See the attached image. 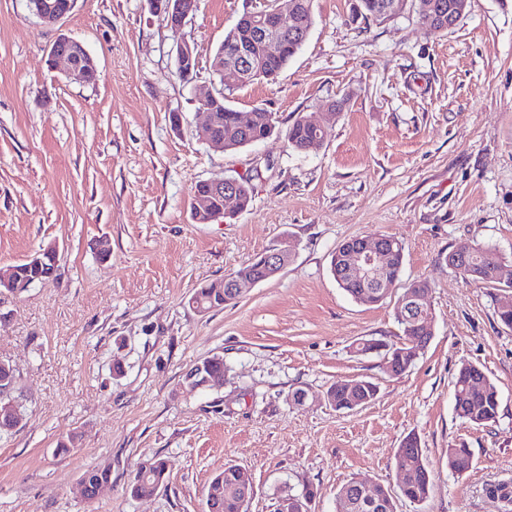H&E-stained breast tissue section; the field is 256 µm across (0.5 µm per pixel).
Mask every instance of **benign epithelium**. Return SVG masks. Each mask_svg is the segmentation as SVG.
<instances>
[{"mask_svg":"<svg viewBox=\"0 0 512 512\" xmlns=\"http://www.w3.org/2000/svg\"><path fill=\"white\" fill-rule=\"evenodd\" d=\"M32 12L46 24H56L67 16L75 7L76 0H65L60 4L56 0H29ZM155 13L167 18L169 26L174 29L182 28L188 18L195 14L197 8H187L181 0H155L152 4ZM302 0H289L288 11L277 10L272 14L249 11L237 22V26L247 25L253 28L259 35L265 54L276 53L283 50L282 31L286 28L293 30L299 23ZM177 59L182 67H193L197 61V49L195 44L189 41L180 43L177 49ZM48 64L52 68L64 65L67 74L73 79L87 83L90 78L98 75L96 65L86 48L79 41L61 34L48 52ZM215 70L221 74L225 84L235 85L240 83L243 76L260 73V65L250 43L241 42L235 56L224 62L217 60ZM214 191L224 195L227 209H232L236 195L240 188V180L236 178H212L208 180ZM286 246H278L264 254V261L268 277L279 274L288 263ZM57 247L50 244L41 249L36 255L25 260L30 268H43L46 263H51L49 278H54L57 270ZM390 258L387 248L381 240L369 243L360 240V243L347 250L345 263L337 272V279H356L369 288L378 289V295L386 297L392 293L394 282L389 278ZM21 287L20 270L14 266L0 272V294L4 292L18 293ZM218 288L226 289L229 300L239 299L244 292L253 287L251 283H243L235 277H226L224 281L216 284ZM423 296L415 289H408L407 293L399 298L398 306L403 312L419 315L432 313L431 304H422ZM184 383L193 389L203 388L216 380V376L206 374L203 368L193 367L186 370L183 375ZM15 380V368L8 361L0 358V420L6 419L17 427L23 420L22 403L13 396V383ZM356 488L360 492L358 504L368 512H393L394 506L383 487L370 485L359 481Z\"/></svg>","mask_w":512,"mask_h":512,"instance_id":"1","label":"benign epithelium"}]
</instances>
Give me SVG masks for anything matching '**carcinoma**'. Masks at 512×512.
<instances>
[{"label":"carcinoma","instance_id":"carcinoma-1","mask_svg":"<svg viewBox=\"0 0 512 512\" xmlns=\"http://www.w3.org/2000/svg\"><path fill=\"white\" fill-rule=\"evenodd\" d=\"M282 36L287 48L280 55L264 60L259 78H277L305 44L299 36L288 30L283 31ZM223 91L224 95L210 102V132L212 137L224 140V150L235 151L272 135L275 129L272 113L260 107H255L249 112H241L227 103V95L233 94L235 88L225 85ZM327 135L326 131L321 134L315 132L304 118L300 117L288 128V143L297 152L312 153L322 146ZM195 188L197 195L207 202L203 212H192V217L199 218L201 224L211 221L220 212L226 216L242 212L252 202V188L247 181L240 187L235 206L229 212L225 211L224 197L215 193L208 184L199 182ZM460 246L468 252L470 269L465 278L493 290L505 287L497 273V267L503 260L494 249L474 240L463 241ZM234 275L244 281L263 279L266 270L262 268V256L250 259L239 267ZM338 287L352 299L365 305L384 301V298L372 294L370 289L353 280H346L338 284ZM191 300L207 309H219L226 304L219 292L209 285L197 289ZM396 320L401 330L399 341L388 344L379 340H366L356 347L359 353H383L385 371L391 377H399L415 365L418 359L417 341L428 335L418 322L413 323L399 315L396 316ZM377 392L378 386L371 381L343 380L327 389L326 400L338 410H352L369 404L376 398ZM453 403L458 418L475 425H484L496 419L499 406L498 390L481 367L464 363L458 369L453 382ZM394 460L397 469L414 473V479L399 486L400 495L413 503H424L431 488V474L426 466L419 438L414 434L407 436L397 448ZM471 466L472 459L468 448L462 445L448 449L449 470L458 474L469 471ZM167 471L168 462L161 457L154 456L144 460L137 468L129 486L130 494L141 497L153 492L163 484ZM248 480L249 474L236 465L224 469V499L221 512H247V506L238 493V484Z\"/></svg>","mask_w":512,"mask_h":512}]
</instances>
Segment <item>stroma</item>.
<instances>
[{
	"mask_svg": "<svg viewBox=\"0 0 512 512\" xmlns=\"http://www.w3.org/2000/svg\"><path fill=\"white\" fill-rule=\"evenodd\" d=\"M265 3L200 0L174 30L148 0H77L55 26L29 0H0V268L51 243L59 268L57 281L0 296V358L25 409L0 435V512H204L208 484L231 464L252 474L248 512H278L310 489L311 512H336L351 479L397 490L394 454L412 433L432 486L423 504L398 499L397 512H512L487 492L512 482V329L497 316L512 290L469 282L445 262L474 239L512 270V0H472L441 34L409 9L376 21L356 16L357 0H314L288 67L229 98L271 112L273 134L213 150L198 128L200 96L220 87L214 52ZM62 33L94 58L96 83L48 66ZM184 40L199 61L189 83L176 69ZM301 116L333 122L317 152L288 145ZM223 176L250 181L249 208L194 223V185ZM382 234L404 246L401 283L363 305L338 288L331 257L346 240ZM284 238L294 253L279 275L224 309L189 306L196 289ZM415 279L431 284L435 334L392 378L381 355L356 346L397 341V298ZM212 356L223 357V377L184 385ZM464 363L499 390L497 417L483 426L453 410ZM354 378L377 384L376 398L330 407L327 388ZM73 433L75 448L59 450ZM461 444L472 466L458 475L447 455ZM153 456L169 461L166 480L132 497L139 463ZM98 467L112 484L88 502L81 480Z\"/></svg>",
	"mask_w": 512,
	"mask_h": 512,
	"instance_id": "35a3bbf8",
	"label": "stroma"
}]
</instances>
